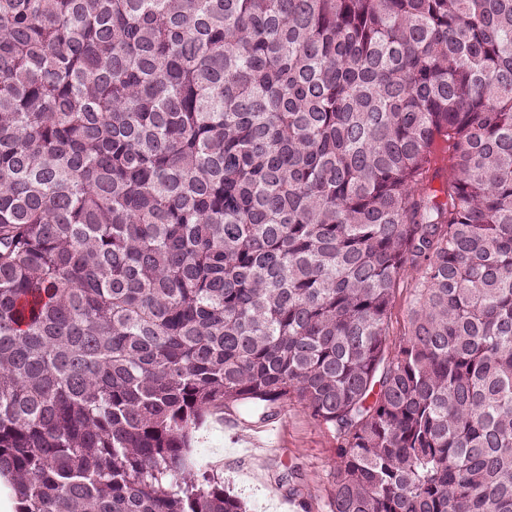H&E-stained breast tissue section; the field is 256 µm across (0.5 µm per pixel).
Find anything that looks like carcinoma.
Returning a JSON list of instances; mask_svg holds the SVG:
<instances>
[{"label":"carcinoma","mask_w":512,"mask_h":512,"mask_svg":"<svg viewBox=\"0 0 512 512\" xmlns=\"http://www.w3.org/2000/svg\"><path fill=\"white\" fill-rule=\"evenodd\" d=\"M291 404L331 512H512V0H0L16 512H246L192 433ZM410 283V281H409ZM409 283L407 281L404 282V284H401L400 287V294L395 302V305L392 309V315H391V334L394 336H390V340L398 339L399 333L403 331V326L406 323L407 320V298H408V291L410 288Z\"/></svg>","instance_id":"1"}]
</instances>
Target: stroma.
I'll use <instances>...</instances> for the list:
<instances>
[{
    "label": "stroma",
    "mask_w": 512,
    "mask_h": 512,
    "mask_svg": "<svg viewBox=\"0 0 512 512\" xmlns=\"http://www.w3.org/2000/svg\"><path fill=\"white\" fill-rule=\"evenodd\" d=\"M338 447L335 432L296 405L253 427L214 411L193 434L198 466L223 478L225 489L241 497L250 512H330ZM286 465L301 475L300 495H289L278 483Z\"/></svg>",
    "instance_id": "stroma-1"
}]
</instances>
